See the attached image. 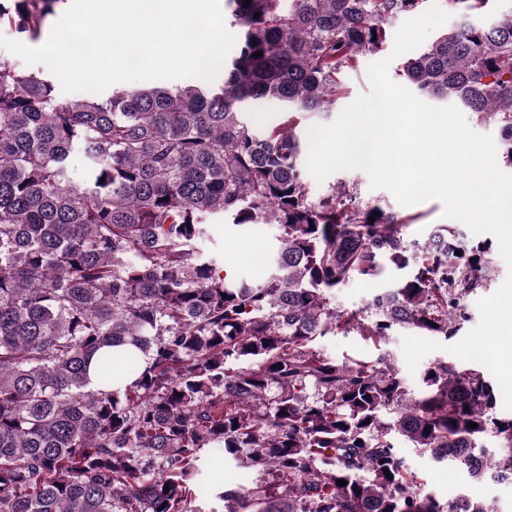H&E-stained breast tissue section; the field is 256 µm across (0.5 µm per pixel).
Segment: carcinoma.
I'll use <instances>...</instances> for the list:
<instances>
[{
    "label": "carcinoma",
    "mask_w": 512,
    "mask_h": 512,
    "mask_svg": "<svg viewBox=\"0 0 512 512\" xmlns=\"http://www.w3.org/2000/svg\"><path fill=\"white\" fill-rule=\"evenodd\" d=\"M65 2L0 0V28L36 41ZM425 2L227 0L242 38L218 87L64 95L0 56V512H202L209 449L250 475L210 512H493L424 493L400 446L512 480V414L484 367L436 362L413 396L388 353L316 347L338 330L448 341L488 282L491 246L459 249L452 224L420 245L346 184L310 199L296 113L327 111ZM452 2L465 20L402 75L497 124L512 168V19L477 26L488 0ZM255 104L277 112L260 132ZM214 219L276 226L262 280L221 274L201 248ZM386 264L409 273L370 314L330 306Z\"/></svg>",
    "instance_id": "obj_1"
}]
</instances>
